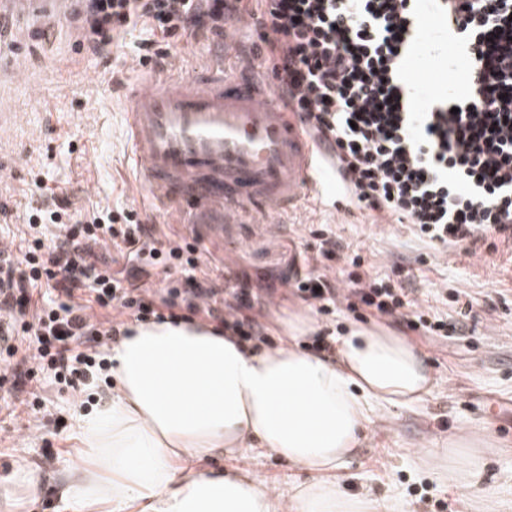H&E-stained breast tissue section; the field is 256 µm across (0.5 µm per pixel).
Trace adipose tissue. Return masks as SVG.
Listing matches in <instances>:
<instances>
[{
  "mask_svg": "<svg viewBox=\"0 0 512 512\" xmlns=\"http://www.w3.org/2000/svg\"><path fill=\"white\" fill-rule=\"evenodd\" d=\"M281 328L279 347L256 351L197 322L134 326L109 350V400L75 416L78 462L57 491V512H280L265 478L203 466L215 450L233 457L244 448L310 473L288 488L292 512H396L386 500L344 495L325 476L375 410L429 394L420 350L384 328H355L332 362L295 347L312 318L294 313ZM21 491L37 494L22 458L0 477V512Z\"/></svg>",
  "mask_w": 512,
  "mask_h": 512,
  "instance_id": "adipose-tissue-1",
  "label": "adipose tissue"
}]
</instances>
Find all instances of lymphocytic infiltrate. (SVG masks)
Wrapping results in <instances>:
<instances>
[{
	"label": "lymphocytic infiltrate",
	"instance_id": "1",
	"mask_svg": "<svg viewBox=\"0 0 512 512\" xmlns=\"http://www.w3.org/2000/svg\"><path fill=\"white\" fill-rule=\"evenodd\" d=\"M435 2L472 66L461 69L458 93L423 112L410 107L405 70L427 32L417 0H81L78 28L83 48L101 57L141 22L197 36L250 17L255 56L307 137L335 160L350 204L407 225L433 248L463 244L473 256L487 238L512 243V0ZM26 225L42 235L23 256L0 257V310L9 316L5 350L19 355L28 381L96 380L105 363L89 336H120L125 320L181 302L243 340L266 336L255 293L198 276L196 246L157 237L136 207L82 213L60 198ZM158 255L192 281L190 298L174 286L144 288ZM40 290L50 303L31 306ZM294 290L322 315L342 307L381 318L415 305L366 272L338 285L313 270ZM98 307L112 309L111 321L97 319Z\"/></svg>",
	"mask_w": 512,
	"mask_h": 512
}]
</instances>
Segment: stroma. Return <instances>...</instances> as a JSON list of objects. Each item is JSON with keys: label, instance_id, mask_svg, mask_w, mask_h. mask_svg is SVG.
I'll return each instance as SVG.
<instances>
[{"label": "stroma", "instance_id": "obj_1", "mask_svg": "<svg viewBox=\"0 0 512 512\" xmlns=\"http://www.w3.org/2000/svg\"><path fill=\"white\" fill-rule=\"evenodd\" d=\"M43 21L55 28L47 40L34 34L29 21L19 24L25 80L0 69V241L21 247L26 207L58 197H68L82 210L135 204L158 233L196 245L203 272L220 278L245 272L256 287L278 286L274 299L260 298L256 306L272 345L278 320L308 309L279 287L280 277L312 266L348 273L352 258H360L363 270L414 289L433 314L457 329L445 340L415 335L432 389L417 406L372 415L347 464L336 472L341 490L390 498L409 512H496L497 503L511 502L512 247L485 248L473 257L456 248L438 258L404 226L308 199L284 216L286 228L277 234L261 214L217 230L187 223V203L160 206L142 182L131 152L124 94L144 71L137 50L143 40L154 41L166 52V64L181 74L215 63V41L166 37L142 22L104 60L79 45L75 18L61 23L49 13ZM115 68L121 71L117 83L111 78ZM328 227L344 245L330 259L319 253V234ZM109 393L105 382L73 389L47 379L36 410L28 386L0 384V475L23 457L39 484L38 502L19 512H56V488L76 446L73 417L94 409ZM476 431L485 432L488 442L485 470L463 495L459 481L435 480L434 463L424 451ZM241 465L280 489L289 480L309 479L288 460L250 449L243 450Z\"/></svg>", "mask_w": 512, "mask_h": 512}]
</instances>
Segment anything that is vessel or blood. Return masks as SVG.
<instances>
[{
  "label": "vessel or blood",
  "mask_w": 512,
  "mask_h": 512,
  "mask_svg": "<svg viewBox=\"0 0 512 512\" xmlns=\"http://www.w3.org/2000/svg\"><path fill=\"white\" fill-rule=\"evenodd\" d=\"M73 0H0V41L13 17L69 14ZM132 146L146 188L190 199L205 224L233 223L254 207L287 213L302 197L324 200L335 167L284 112L259 61L227 77L223 66L186 78L145 72L128 94Z\"/></svg>",
  "instance_id": "vessel-or-blood-1"
}]
</instances>
